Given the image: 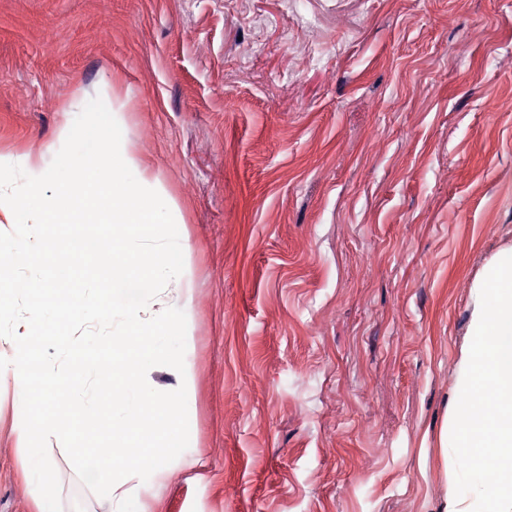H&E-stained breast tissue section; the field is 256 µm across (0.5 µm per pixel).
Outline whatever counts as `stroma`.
<instances>
[{"label":"stroma","mask_w":512,"mask_h":512,"mask_svg":"<svg viewBox=\"0 0 512 512\" xmlns=\"http://www.w3.org/2000/svg\"><path fill=\"white\" fill-rule=\"evenodd\" d=\"M101 97L180 215L189 445L152 512H444L472 285L512 246V0H0V153ZM22 399L0 380V512Z\"/></svg>","instance_id":"35a3bbf8"}]
</instances>
